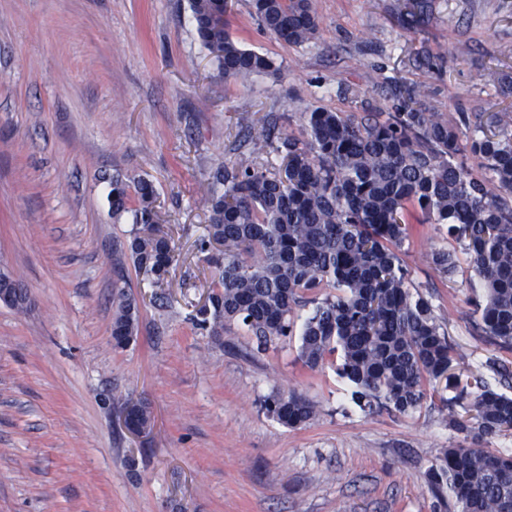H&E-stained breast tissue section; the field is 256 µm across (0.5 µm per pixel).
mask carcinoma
Returning a JSON list of instances; mask_svg holds the SVG:
<instances>
[{
  "mask_svg": "<svg viewBox=\"0 0 512 512\" xmlns=\"http://www.w3.org/2000/svg\"><path fill=\"white\" fill-rule=\"evenodd\" d=\"M202 46L227 81L276 71L268 56L243 48L226 20L227 0H188ZM261 25L289 45L316 38L311 0H252ZM430 0H410L399 17L417 26ZM393 112L308 113L300 135L262 123L247 131L248 152L218 169L203 190L209 224L200 249L222 247L214 289L193 315L216 339L240 323L257 349L293 335L296 308L312 310L299 331V354L315 370L331 364L348 380L362 410L412 414L438 393L464 438L480 441L512 430V396L479 370L456 371L460 354L433 305L411 291L400 256L408 216L419 211L464 246L482 294L474 299L476 330L512 354V107L473 132L466 119L436 109L425 81L400 91ZM477 164L469 165L470 157ZM112 214L134 212L128 250L134 267L161 283L174 262L159 223L153 184L112 178ZM429 260L445 279L458 272L454 253ZM112 342L135 338L138 306L124 287L113 296ZM276 421L300 427L316 405L293 391L264 402ZM429 477L436 495L448 489L459 512H512V453L457 444L441 450Z\"/></svg>",
  "mask_w": 512,
  "mask_h": 512,
  "instance_id": "obj_1",
  "label": "carcinoma"
}]
</instances>
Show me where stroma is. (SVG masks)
Instances as JSON below:
<instances>
[{
    "label": "stroma",
    "instance_id": "obj_1",
    "mask_svg": "<svg viewBox=\"0 0 512 512\" xmlns=\"http://www.w3.org/2000/svg\"><path fill=\"white\" fill-rule=\"evenodd\" d=\"M405 0H312L316 39L291 46L231 0L230 31L276 73L225 82L188 0H0V271L28 293L0 303V512H455L427 481L462 434L437 406L410 415L354 406L331 365L310 370L291 336L268 350L239 327L210 336L191 317L213 267L198 249L201 189L239 158L245 126L300 132L308 112H390L429 80L442 112L476 123L512 104V0H431L405 29ZM486 77L477 80V67ZM354 95H347L346 87ZM153 183L177 262L156 286L128 258L131 214H112L113 176ZM402 258L470 364L499 352L474 331L467 256L413 212ZM458 255L454 280L429 263ZM124 284L139 326L112 346ZM294 391L314 402L288 428L262 409ZM151 426L129 432L127 403Z\"/></svg>",
    "mask_w": 512,
    "mask_h": 512
}]
</instances>
